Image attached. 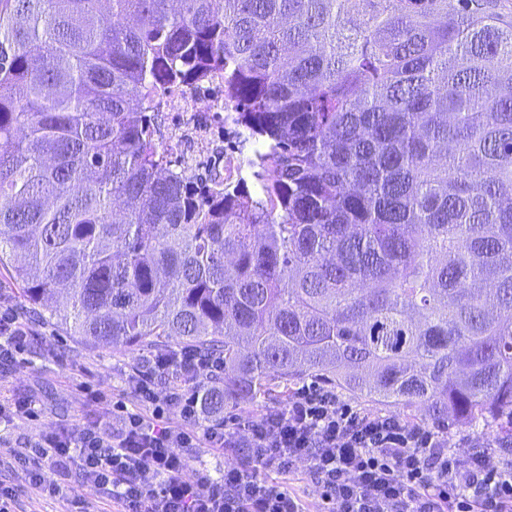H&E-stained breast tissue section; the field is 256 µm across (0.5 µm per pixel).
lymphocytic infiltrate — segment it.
<instances>
[{
	"mask_svg": "<svg viewBox=\"0 0 512 512\" xmlns=\"http://www.w3.org/2000/svg\"><path fill=\"white\" fill-rule=\"evenodd\" d=\"M223 367L222 358L183 348L153 356L130 377L142 411L92 394L96 421L46 433L12 457L39 495L63 496L75 475L121 512H307L282 483L302 462L324 512H512V460L477 453L460 467L440 429L353 409L312 385L260 419L200 427L198 385ZM159 376L166 392L155 387ZM169 409L180 426L163 423ZM240 443L249 465L225 466L218 479L190 472L194 449Z\"/></svg>",
	"mask_w": 512,
	"mask_h": 512,
	"instance_id": "f902f5d3",
	"label": "lymphocytic infiltrate"
}]
</instances>
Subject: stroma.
<instances>
[{"label": "stroma", "instance_id": "35a3bbf8", "mask_svg": "<svg viewBox=\"0 0 512 512\" xmlns=\"http://www.w3.org/2000/svg\"><path fill=\"white\" fill-rule=\"evenodd\" d=\"M0 294L9 297L19 322L33 334L13 361L0 362V388L33 399L37 412L36 419L0 426V446L18 448L38 440L45 432L83 417L92 418L94 409L85 405L81 393L85 386L107 391L128 410H140L128 376L150 357L149 349L127 345L92 348L64 329L34 319L25 310L18 286L2 269ZM441 428L460 465H467L473 453L483 450L496 461L505 457L501 434L486 425L445 421ZM0 484L12 488L14 512H67L66 500L40 496L17 464H0Z\"/></svg>", "mask_w": 512, "mask_h": 512}]
</instances>
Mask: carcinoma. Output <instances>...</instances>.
I'll return each mask as SVG.
<instances>
[{
    "label": "carcinoma",
    "mask_w": 512,
    "mask_h": 512,
    "mask_svg": "<svg viewBox=\"0 0 512 512\" xmlns=\"http://www.w3.org/2000/svg\"><path fill=\"white\" fill-rule=\"evenodd\" d=\"M493 0H0V267L86 343L224 356L209 409L312 377L512 422V22ZM224 71L208 199L131 103Z\"/></svg>",
    "instance_id": "1"
}]
</instances>
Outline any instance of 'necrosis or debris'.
<instances>
[{
	"label": "necrosis or debris",
	"mask_w": 512,
	"mask_h": 512,
	"mask_svg": "<svg viewBox=\"0 0 512 512\" xmlns=\"http://www.w3.org/2000/svg\"><path fill=\"white\" fill-rule=\"evenodd\" d=\"M148 101L160 115L152 133L167 158L186 177L201 169L214 171L210 192L233 191L243 177L244 163L228 140L238 138L236 108L224 95V76L168 86Z\"/></svg>",
	"instance_id": "necrosis-or-debris-1"
}]
</instances>
